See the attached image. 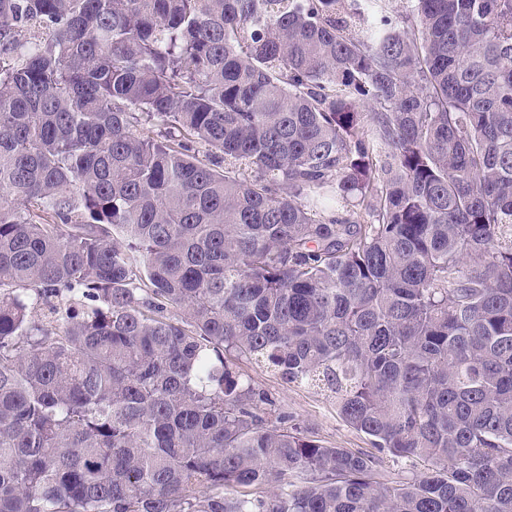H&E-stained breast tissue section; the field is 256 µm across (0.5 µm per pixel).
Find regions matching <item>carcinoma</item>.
I'll list each match as a JSON object with an SVG mask.
<instances>
[{"label":"carcinoma","mask_w":512,"mask_h":512,"mask_svg":"<svg viewBox=\"0 0 512 512\" xmlns=\"http://www.w3.org/2000/svg\"><path fill=\"white\" fill-rule=\"evenodd\" d=\"M388 2L0 0V512H512V0ZM237 370L257 390L273 401L277 413L308 430L323 445L351 451H371L370 441L349 428L337 415L335 398L323 385L286 384L280 377L254 361L242 360ZM429 463L421 460H403L393 462L386 460L385 470L389 478L395 480L408 481L425 471L429 467Z\"/></svg>","instance_id":"carcinoma-1"}]
</instances>
